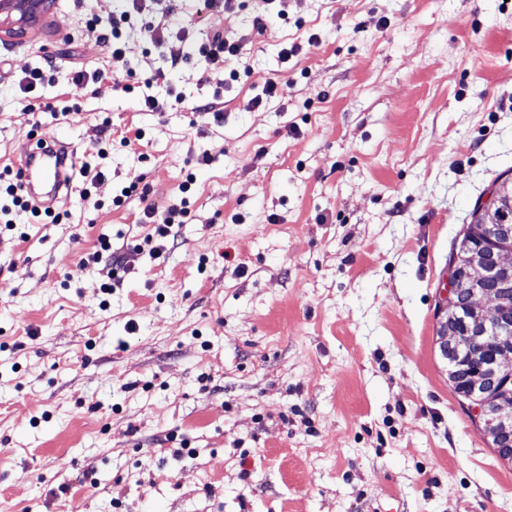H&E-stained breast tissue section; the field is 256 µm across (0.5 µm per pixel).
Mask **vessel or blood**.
I'll use <instances>...</instances> for the list:
<instances>
[{
  "label": "vessel or blood",
  "mask_w": 512,
  "mask_h": 512,
  "mask_svg": "<svg viewBox=\"0 0 512 512\" xmlns=\"http://www.w3.org/2000/svg\"><path fill=\"white\" fill-rule=\"evenodd\" d=\"M77 161L75 147L49 135L33 140L29 152L20 160L17 170L24 188L41 189L42 200L53 205L61 199L63 169Z\"/></svg>",
  "instance_id": "1"
}]
</instances>
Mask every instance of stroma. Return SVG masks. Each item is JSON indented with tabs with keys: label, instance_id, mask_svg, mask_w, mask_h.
I'll return each instance as SVG.
<instances>
[{
	"label": "stroma",
	"instance_id": "stroma-1",
	"mask_svg": "<svg viewBox=\"0 0 512 512\" xmlns=\"http://www.w3.org/2000/svg\"><path fill=\"white\" fill-rule=\"evenodd\" d=\"M82 13L51 0L0 41V168L27 108L61 100L43 131L104 173L65 223L0 231V512H512L436 314L476 202L512 177V0H142L164 42L130 32L132 76ZM215 27L244 44L237 78L197 51ZM218 87L222 121L191 112ZM184 196L151 257L145 207ZM103 236L107 297L84 261Z\"/></svg>",
	"mask_w": 512,
	"mask_h": 512
}]
</instances>
